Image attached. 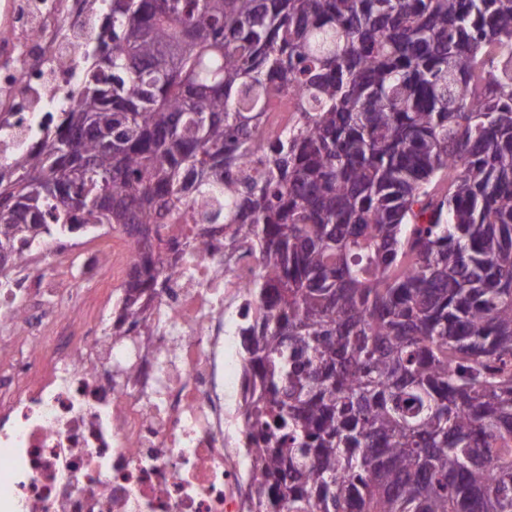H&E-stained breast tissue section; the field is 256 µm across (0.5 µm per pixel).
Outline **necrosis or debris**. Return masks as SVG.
<instances>
[{"label":"necrosis or debris","mask_w":512,"mask_h":512,"mask_svg":"<svg viewBox=\"0 0 512 512\" xmlns=\"http://www.w3.org/2000/svg\"><path fill=\"white\" fill-rule=\"evenodd\" d=\"M108 0H10L0 33V162L25 155L48 116L75 103L82 44L61 54L57 29ZM192 240L168 268L148 330L111 335L106 313L80 288H49L35 265L65 270L96 257L97 281L127 278L133 241L110 235L43 241L27 269L0 272V452L8 479L0 512H250L257 477L245 448L244 310L253 308L256 257L200 224H167ZM31 362L17 372V357Z\"/></svg>","instance_id":"4bbe7bcc"}]
</instances>
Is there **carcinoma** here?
I'll return each mask as SVG.
<instances>
[{
    "label": "carcinoma",
    "mask_w": 512,
    "mask_h": 512,
    "mask_svg": "<svg viewBox=\"0 0 512 512\" xmlns=\"http://www.w3.org/2000/svg\"><path fill=\"white\" fill-rule=\"evenodd\" d=\"M65 27L78 102L0 166V266L116 226L146 330L191 246L161 225L229 230L258 261L252 512H512V0H110Z\"/></svg>",
    "instance_id": "cac0c4a2"
}]
</instances>
